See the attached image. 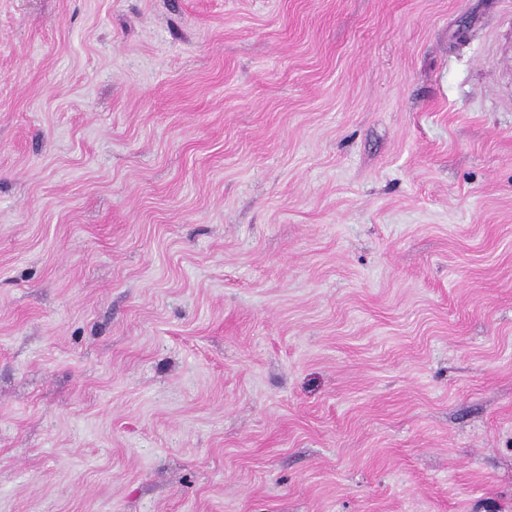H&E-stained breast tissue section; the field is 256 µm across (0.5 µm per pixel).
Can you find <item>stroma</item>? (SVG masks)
I'll return each mask as SVG.
<instances>
[{
	"label": "stroma",
	"instance_id": "obj_1",
	"mask_svg": "<svg viewBox=\"0 0 512 512\" xmlns=\"http://www.w3.org/2000/svg\"><path fill=\"white\" fill-rule=\"evenodd\" d=\"M512 0H0V512H512Z\"/></svg>",
	"mask_w": 512,
	"mask_h": 512
}]
</instances>
